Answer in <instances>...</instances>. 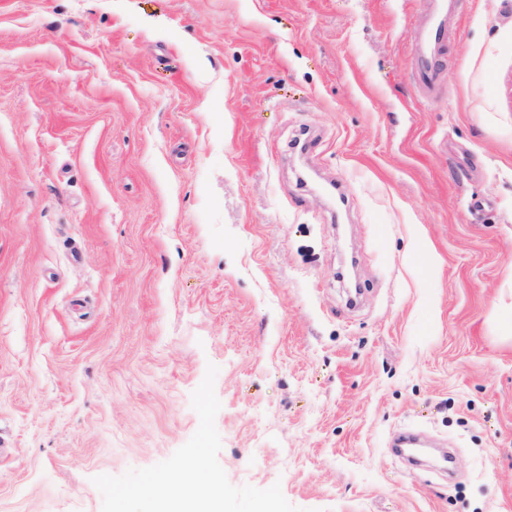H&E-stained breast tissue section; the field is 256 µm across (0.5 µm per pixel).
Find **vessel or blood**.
<instances>
[{
    "mask_svg": "<svg viewBox=\"0 0 512 512\" xmlns=\"http://www.w3.org/2000/svg\"><path fill=\"white\" fill-rule=\"evenodd\" d=\"M453 0H432L423 23L421 42L415 57L416 81L421 89L432 90L441 75V48L448 36V12Z\"/></svg>",
    "mask_w": 512,
    "mask_h": 512,
    "instance_id": "1",
    "label": "vessel or blood"
}]
</instances>
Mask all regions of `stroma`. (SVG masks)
I'll return each mask as SVG.
<instances>
[{
  "instance_id": "stroma-1",
  "label": "stroma",
  "mask_w": 512,
  "mask_h": 512,
  "mask_svg": "<svg viewBox=\"0 0 512 512\" xmlns=\"http://www.w3.org/2000/svg\"><path fill=\"white\" fill-rule=\"evenodd\" d=\"M428 8L0 0V512H512V0L423 97ZM199 465L196 463L194 467L186 469L178 476L164 475L161 478V483L175 486L180 492L181 499L178 503L179 509H193L197 508L196 502L193 500L195 496L196 487V474ZM186 491H191L187 494Z\"/></svg>"
}]
</instances>
